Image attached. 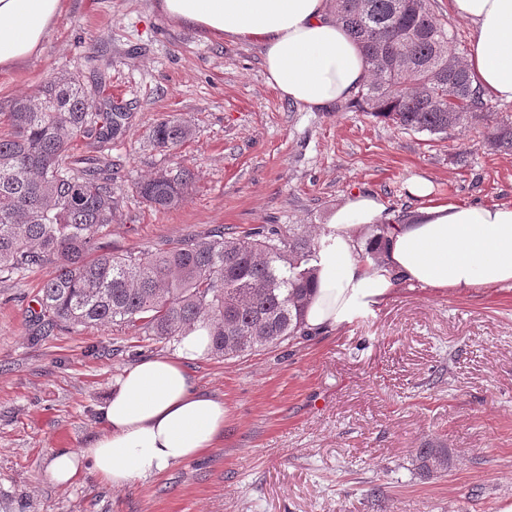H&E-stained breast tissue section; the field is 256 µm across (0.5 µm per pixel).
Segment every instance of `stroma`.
Wrapping results in <instances>:
<instances>
[{"mask_svg":"<svg viewBox=\"0 0 512 512\" xmlns=\"http://www.w3.org/2000/svg\"><path fill=\"white\" fill-rule=\"evenodd\" d=\"M108 66L99 98L136 119L102 152L121 166L120 202L103 241L155 249L214 226L321 229L352 192H373L391 221L419 207L423 177L437 200L512 204V152L481 129L447 138L405 132L355 109L308 111L267 82L262 45L205 39L161 15L156 0H65L39 55L0 71V107L52 74ZM179 113L193 136L174 152L147 144ZM466 150L457 163L454 152ZM193 174L185 202L159 212L135 185L165 167ZM50 274L0 275V512H504L512 506V285L465 291L395 283L380 305L295 344L190 364L196 389L221 399L224 437L199 459L115 490L89 471L50 482L54 448L100 431L98 408L136 357L121 327L36 337L33 312ZM441 441L447 475L420 479L417 448Z\"/></svg>","mask_w":512,"mask_h":512,"instance_id":"1","label":"stroma"}]
</instances>
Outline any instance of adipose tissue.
<instances>
[{
  "instance_id": "1",
  "label": "adipose tissue",
  "mask_w": 512,
  "mask_h": 512,
  "mask_svg": "<svg viewBox=\"0 0 512 512\" xmlns=\"http://www.w3.org/2000/svg\"><path fill=\"white\" fill-rule=\"evenodd\" d=\"M448 5L470 25L466 63L475 86L512 102V0ZM63 7L64 0H0V71L41 50ZM157 8L208 38L260 42L268 83L311 110L350 97L369 77L331 0H158ZM407 192L421 205L389 230L378 263L363 252L373 227L387 218L383 200L355 192L336 207L312 262L308 330L340 328L358 310L384 302L399 279L436 290L512 284V205L434 202L430 182L420 178ZM208 344L206 328H195L173 355L142 359L114 379L99 409V434L76 450L52 449L50 481L66 486L90 471L121 489L214 447L224 437V403L196 390L187 371L206 357Z\"/></svg>"
}]
</instances>
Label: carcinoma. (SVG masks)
I'll list each match as a JSON object with an SVG mask.
<instances>
[{
  "label": "carcinoma",
  "instance_id": "obj_1",
  "mask_svg": "<svg viewBox=\"0 0 512 512\" xmlns=\"http://www.w3.org/2000/svg\"><path fill=\"white\" fill-rule=\"evenodd\" d=\"M333 8L370 72L348 107L441 139L478 125L491 148L512 152V121L491 119L431 0H335ZM134 119L123 106H98L81 77L67 72L0 112V274L54 267L37 298L40 333L112 324L143 342L171 340L202 322L210 329L209 354L226 359L310 336L304 312L320 237L305 229L270 224L234 236L217 227L154 250L101 246L119 205L115 163L95 147L75 158L70 144L92 132L102 142L122 139ZM192 135L187 120L169 115L149 139L173 151ZM191 179L170 168L136 191L154 209L170 210L184 202ZM388 229L375 225L367 243L365 255L376 262ZM448 464L439 442L413 458L423 479L446 473Z\"/></svg>",
  "mask_w": 512,
  "mask_h": 512
}]
</instances>
